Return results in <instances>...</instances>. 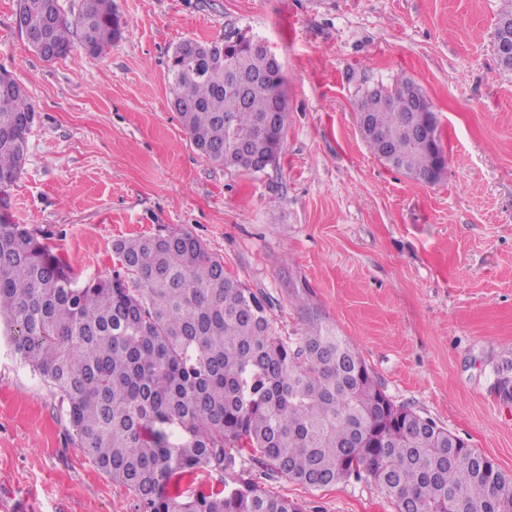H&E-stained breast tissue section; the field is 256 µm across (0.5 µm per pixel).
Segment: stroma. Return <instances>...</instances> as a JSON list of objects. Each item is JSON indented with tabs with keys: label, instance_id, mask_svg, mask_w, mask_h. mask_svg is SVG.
I'll use <instances>...</instances> for the list:
<instances>
[{
	"label": "stroma",
	"instance_id": "35a3bbf8",
	"mask_svg": "<svg viewBox=\"0 0 512 512\" xmlns=\"http://www.w3.org/2000/svg\"><path fill=\"white\" fill-rule=\"evenodd\" d=\"M502 0H115L122 35L99 57L52 61L0 0V69L35 108L12 223L79 280L111 274L117 240L187 230L264 294L275 335L309 322L347 337L387 396L512 474V405L492 368L512 358V70L493 49ZM247 35L281 65L278 162L210 163L172 106L175 47ZM414 80L448 153L439 181L380 161L361 138L362 83ZM233 481L302 512H396L378 486L319 489L243 455ZM142 512L85 455L50 387L0 340V512Z\"/></svg>",
	"mask_w": 512,
	"mask_h": 512
}]
</instances>
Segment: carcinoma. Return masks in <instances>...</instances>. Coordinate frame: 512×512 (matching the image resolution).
Wrapping results in <instances>:
<instances>
[{
	"label": "carcinoma",
	"mask_w": 512,
	"mask_h": 512,
	"mask_svg": "<svg viewBox=\"0 0 512 512\" xmlns=\"http://www.w3.org/2000/svg\"><path fill=\"white\" fill-rule=\"evenodd\" d=\"M49 0H19L17 12L44 27L67 56L73 33L100 55L121 36L114 0H78L71 21ZM168 78L190 142L210 162L260 172L240 149L279 157L287 115L281 66L266 48L237 38L176 46ZM394 87L403 109L372 86L366 113L389 166L428 181L435 147L414 144L404 111L426 99L412 79ZM235 117L233 137L224 115ZM35 110L24 86L0 79V208L19 177ZM120 268L79 282L27 227L0 214V336L60 397L79 444L144 512H301L249 482L209 492L188 486L199 471H236V448L299 483L321 488L352 478L376 483L397 512H512V475L489 478L488 457L453 447L448 430L387 395L349 339L320 324L283 340L268 299L224 273V260L195 235L172 231L116 241ZM499 398L512 404V359L494 368Z\"/></svg>",
	"instance_id": "carcinoma-1"
}]
</instances>
